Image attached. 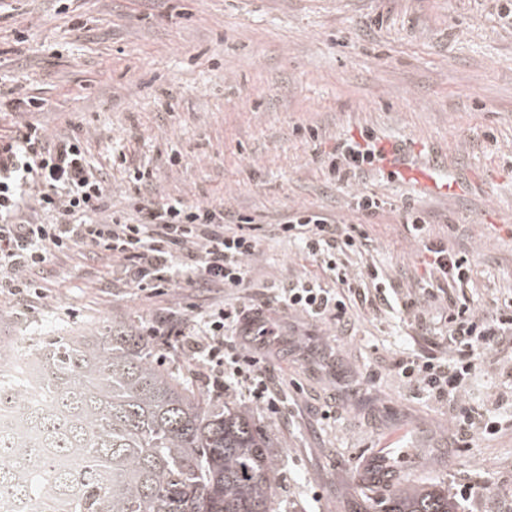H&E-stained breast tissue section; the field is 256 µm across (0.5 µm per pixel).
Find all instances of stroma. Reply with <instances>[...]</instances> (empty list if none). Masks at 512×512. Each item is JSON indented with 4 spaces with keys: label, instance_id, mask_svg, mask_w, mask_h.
<instances>
[{
    "label": "stroma",
    "instance_id": "obj_1",
    "mask_svg": "<svg viewBox=\"0 0 512 512\" xmlns=\"http://www.w3.org/2000/svg\"><path fill=\"white\" fill-rule=\"evenodd\" d=\"M506 13L504 0H0V90L40 103L0 112V136L34 124L51 139L79 137L107 174L113 210L125 209L129 170L141 166L153 200L220 202L266 227L244 289L154 295L130 287L109 254L55 255L34 312L0 298V336L31 344L112 321L141 331L172 311L194 320L212 304L271 302L289 281L332 286L319 261L272 230L299 208L362 225L369 242L345 265L355 276L378 268L403 299H420L426 276L405 225L407 212H421L430 238L472 263L470 282L445 285V295L492 313L512 297ZM344 142L384 158L332 181L328 157ZM360 193L384 210L354 212ZM268 315L295 326L302 345L335 346L360 383L358 394L341 393L284 348L273 367L292 417L233 398L281 450L276 493L288 512H375L360 490L382 452L406 483L448 484L460 512H512L507 353L484 355L458 400L502 414L501 431L461 440L455 408L414 393L395 369L411 352L445 354L443 303L358 304L344 336L329 320L275 306ZM152 344L191 389L213 395L202 363L163 338ZM328 406L332 418L321 419Z\"/></svg>",
    "mask_w": 512,
    "mask_h": 512
}]
</instances>
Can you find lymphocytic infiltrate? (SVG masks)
Listing matches in <instances>:
<instances>
[{"label": "lymphocytic infiltrate", "mask_w": 512, "mask_h": 512, "mask_svg": "<svg viewBox=\"0 0 512 512\" xmlns=\"http://www.w3.org/2000/svg\"><path fill=\"white\" fill-rule=\"evenodd\" d=\"M129 178L134 184L129 202L133 217L120 220L109 214L107 179L89 161L80 138L52 141L33 124L0 138V295L29 308L45 296L32 270L77 248L92 255L110 253L121 263L131 287L153 294L185 285L206 291L246 286L247 261L260 246L251 217L230 214L220 203L156 202L143 190L144 171L133 170ZM406 226L422 243L435 280H469L467 255L427 237L424 217L409 212ZM274 230L279 237L299 242L308 256L322 259L335 282L331 288L309 279L282 285L276 296L280 306L346 327L349 311L361 295L360 280L339 257L365 246V231L307 209L292 211ZM266 309V304L250 301L216 305L195 326L169 313L148 320L146 333L173 338L180 348L201 355L219 392H243L278 414L285 410L284 399L267 353L281 342L284 329L268 321L260 330V342L241 336L243 322L264 315ZM507 345L512 347V298L488 315L453 303L448 308L450 357L413 353L399 360L396 368L415 392L452 404L482 355Z\"/></svg>", "instance_id": "lymphocytic-infiltrate-1"}]
</instances>
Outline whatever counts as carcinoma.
<instances>
[{
    "instance_id": "1",
    "label": "carcinoma",
    "mask_w": 512,
    "mask_h": 512,
    "mask_svg": "<svg viewBox=\"0 0 512 512\" xmlns=\"http://www.w3.org/2000/svg\"><path fill=\"white\" fill-rule=\"evenodd\" d=\"M35 364L0 373V512H283L279 449L250 414L189 389L137 329L104 322L92 336H49L0 355ZM380 512H459L448 486L389 493Z\"/></svg>"
}]
</instances>
